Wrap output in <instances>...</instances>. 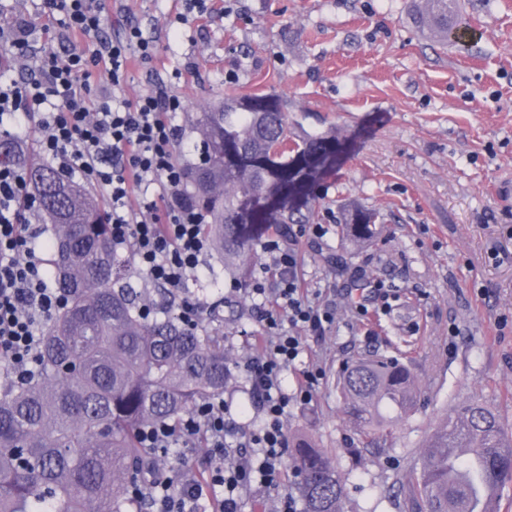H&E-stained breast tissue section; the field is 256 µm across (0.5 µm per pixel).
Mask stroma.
I'll return each instance as SVG.
<instances>
[{
    "label": "stroma",
    "instance_id": "35a3bbf8",
    "mask_svg": "<svg viewBox=\"0 0 512 512\" xmlns=\"http://www.w3.org/2000/svg\"><path fill=\"white\" fill-rule=\"evenodd\" d=\"M409 0H209L181 25L184 0H109L103 35L139 26L155 38L131 59L125 94L157 79L184 101L176 159L196 163V113L227 97L278 95L293 137L335 127L349 143L315 190L313 223L299 237L300 273L337 320L305 339L283 373L295 389L309 364L324 379L311 402L288 409L286 429L312 437L349 478L343 512H409L428 434L449 406L491 402L512 427V0H459L472 34L438 43L412 24ZM61 12L8 0L0 21L27 46L88 50ZM376 212L377 234L342 243L344 206ZM394 291L374 299L373 283ZM187 293L209 309L230 361L251 354L263 328L254 300L232 291L222 256L207 249ZM363 298L366 316L350 303ZM387 355L411 369L428 401L395 419L381 444L359 442L342 411L336 372L355 357Z\"/></svg>",
    "mask_w": 512,
    "mask_h": 512
}]
</instances>
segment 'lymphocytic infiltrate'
<instances>
[{
  "mask_svg": "<svg viewBox=\"0 0 512 512\" xmlns=\"http://www.w3.org/2000/svg\"><path fill=\"white\" fill-rule=\"evenodd\" d=\"M46 6L66 13L75 36L97 33L106 20L105 0H46ZM154 53L153 40L137 26L122 40L98 41L89 53L64 59L30 53L29 81L21 86L0 81V127L37 117L41 154L65 174L105 192L114 247L131 249L149 283L177 292L207 249L201 232L205 217L187 201L185 170L175 158L181 132L170 115L183 111L182 99L161 86L133 102L125 97L130 57L147 60ZM98 72L109 76L112 98L94 106L87 91ZM38 219L39 203L25 168L0 166V382L34 376L41 324L65 305L61 292L49 285L36 249L32 226ZM263 251L278 274L276 300L262 312L265 334L244 365L262 423L243 427L219 397L201 402L176 426L144 431L145 443L156 448H186L205 437L214 457L206 487L184 473L179 491H171L165 480L139 490L151 512H205L207 498L216 502L213 512H240L243 492L256 485L275 487L288 448V406L310 401L321 383L322 369L308 368L290 394L282 373L302 354L304 335L328 329L335 314L312 298L292 243L272 239Z\"/></svg>",
  "mask_w": 512,
  "mask_h": 512,
  "instance_id": "1",
  "label": "lymphocytic infiltrate"
}]
</instances>
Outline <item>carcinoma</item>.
<instances>
[{
  "label": "carcinoma",
  "mask_w": 512,
  "mask_h": 512,
  "mask_svg": "<svg viewBox=\"0 0 512 512\" xmlns=\"http://www.w3.org/2000/svg\"><path fill=\"white\" fill-rule=\"evenodd\" d=\"M455 0H410L420 27L448 37ZM201 160L184 194L209 221L208 242L235 282H248L256 246L272 226L306 219L314 189L336 168L344 142L332 130L293 141L276 95L226 99L195 118ZM28 167L40 210L53 226L47 274L67 305L41 339L37 374L0 393V512H142L132 483L165 473L169 448H147L143 431L176 426L200 402L224 395L233 375L224 345L203 324L146 318L129 286L131 262L112 246L98 200L23 147L0 138V164ZM352 243L377 233L375 213H343ZM336 388L343 412L368 436L416 408L424 394L395 357L352 360ZM288 467L302 512H342L347 478L305 435ZM512 482V432L492 405L448 409L428 436L410 512H495L493 496Z\"/></svg>",
  "instance_id": "obj_1"
}]
</instances>
